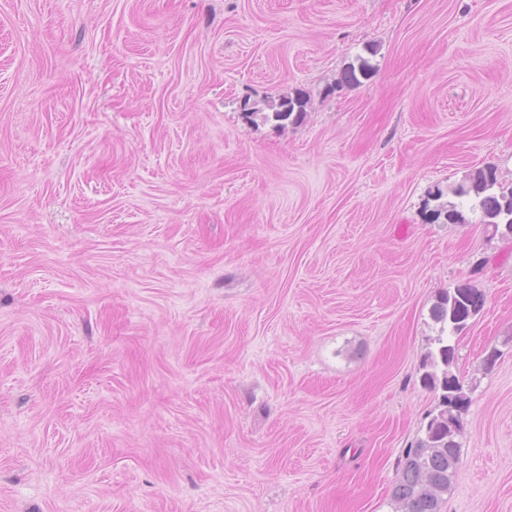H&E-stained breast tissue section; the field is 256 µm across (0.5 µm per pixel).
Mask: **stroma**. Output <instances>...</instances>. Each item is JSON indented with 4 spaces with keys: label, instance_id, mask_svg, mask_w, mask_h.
<instances>
[{
    "label": "stroma",
    "instance_id": "obj_1",
    "mask_svg": "<svg viewBox=\"0 0 512 512\" xmlns=\"http://www.w3.org/2000/svg\"><path fill=\"white\" fill-rule=\"evenodd\" d=\"M488 165L512 0H0V512H392L463 283L442 512H512V241L428 219ZM307 98L300 91L294 94L287 93L279 96L277 100L264 103L265 107L259 108L252 103L251 115H261L267 122H275L277 126H285L288 123L295 124L302 121L306 115Z\"/></svg>",
    "mask_w": 512,
    "mask_h": 512
}]
</instances>
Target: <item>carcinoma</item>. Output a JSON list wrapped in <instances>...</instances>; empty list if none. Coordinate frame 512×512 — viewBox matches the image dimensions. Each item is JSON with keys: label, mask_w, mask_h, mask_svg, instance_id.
Instances as JSON below:
<instances>
[{"label": "carcinoma", "mask_w": 512, "mask_h": 512, "mask_svg": "<svg viewBox=\"0 0 512 512\" xmlns=\"http://www.w3.org/2000/svg\"><path fill=\"white\" fill-rule=\"evenodd\" d=\"M372 70L369 61L361 58L348 66L341 77L347 84H358ZM307 98L297 91L287 93L259 108L251 104L249 114L260 115L267 122L281 127L302 121L306 115ZM455 200L441 201L443 191L433 195L439 204L429 213L430 221L448 224H481L485 231L505 240L512 238V183H503L497 168L483 167L451 190ZM484 294L469 283L441 292L431 308L436 335L429 338V350L421 369L422 384L435 393L437 403L422 435L414 446L406 449L400 464V477L391 493L394 512H441L459 461L460 443L456 437L461 429L448 424V410L460 412L469 403L459 377L450 371L456 357L458 335L483 308Z\"/></svg>", "instance_id": "1"}]
</instances>
